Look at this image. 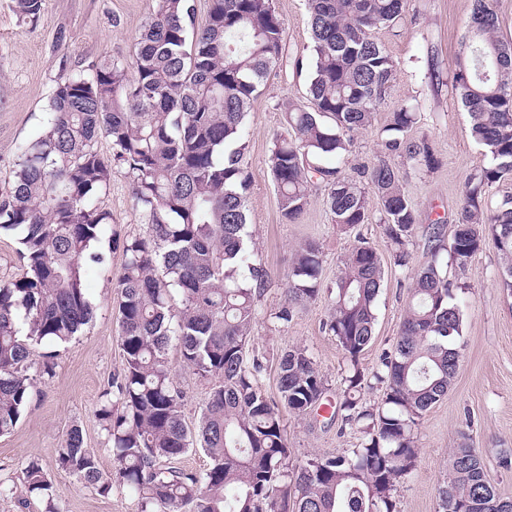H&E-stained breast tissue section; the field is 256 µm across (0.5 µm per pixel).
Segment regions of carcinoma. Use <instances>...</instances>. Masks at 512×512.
<instances>
[{"label":"carcinoma","instance_id":"carcinoma-1","mask_svg":"<svg viewBox=\"0 0 512 512\" xmlns=\"http://www.w3.org/2000/svg\"><path fill=\"white\" fill-rule=\"evenodd\" d=\"M44 2L12 0V8L36 23ZM155 2L132 60L104 58L60 77L42 131L17 150L12 186L0 200V233L17 235L24 272L0 279V436L17 426L38 380L53 376L54 355L37 359L36 346L66 344L93 318L87 276L111 275L93 249L112 220L101 198L112 167H123L133 176L141 231L122 238L123 272L113 288L124 364L95 411L112 469H101L77 427L58 451V468L103 497L130 491L139 512H397L398 488L418 459L415 428L447 396L463 357L457 292L465 285L449 271L465 269L490 240L512 295V195H488L512 173V42L499 34L492 0H474L452 89L489 164L466 179L450 239L440 221L425 227L430 259L410 277L394 346L373 374L385 399L359 411L351 392L365 382L359 357L373 337L385 265L409 269L419 228L404 187L408 172L394 158L415 171H432L439 160L427 136L410 135L420 113L401 107L381 151L357 175L346 170L354 134L372 125L396 78L374 31L396 28L408 0H305L311 107L282 105L286 129L270 143L279 212L296 223L311 187L320 185L332 223L347 232L371 223L374 198L390 250L385 261L366 239L355 240L324 323L347 362L330 421L362 423L364 441L349 454L297 466L282 409L297 417L317 411L325 379L306 348L283 351L276 404L257 383L263 358L247 349L272 275L249 246L245 117L269 72L286 59L284 22L272 0H210L202 26L194 0ZM101 137L107 157L97 148ZM322 272L318 244L299 245L288 262L285 302L268 319L289 322L297 306L316 300ZM172 349L183 366L216 379L193 431L174 384ZM194 447L208 458L204 470L167 465ZM0 497L66 512L35 460L20 482L0 480ZM439 501L440 512H512V499L497 494L465 442L452 450Z\"/></svg>","mask_w":512,"mask_h":512}]
</instances>
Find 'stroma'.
I'll return each mask as SVG.
<instances>
[{
  "instance_id": "obj_1",
  "label": "stroma",
  "mask_w": 512,
  "mask_h": 512,
  "mask_svg": "<svg viewBox=\"0 0 512 512\" xmlns=\"http://www.w3.org/2000/svg\"><path fill=\"white\" fill-rule=\"evenodd\" d=\"M11 5V0H0V193L12 183L18 146L40 132L59 78L105 56L131 58L135 37L154 2L45 0L44 17L35 25L18 19ZM273 6L284 21L287 62L268 75L247 116L250 232L273 283L258 303L262 316L252 327L249 348L266 359L258 384L270 399L279 397L278 355L302 346L314 357L329 386L328 397L335 401L344 390L346 361L323 324L332 305L328 289L354 238L332 224L324 191L318 186L312 187L310 203L297 223H285L280 217L268 167L269 144L283 128L280 102H307L312 39L304 0H273ZM471 8L472 0H409L407 20L399 33L384 29L375 33L397 65L396 79L371 127L355 135L349 164L369 163L380 149L382 129L391 113L402 106L415 107L422 114L416 131L428 136L439 160L436 169L413 173L405 183L423 225L438 213L454 217L466 178L488 163L483 148L469 134L467 112L450 88ZM434 67L441 72L440 80L429 77ZM131 187L128 171L113 168L110 190L102 199L114 229L123 236L139 226ZM307 240L321 247L322 292L316 301L296 308L291 322L272 323L268 313L284 301L285 260ZM500 272L497 251L489 243L457 275L466 285L460 339L463 360L447 396L419 422L418 460L398 489V512H439L438 487L448 475L450 450L465 434L497 492L512 497V469L500 465L504 452L512 450V295L502 288ZM407 287L406 273L387 272L373 339L359 358L365 375L380 369L383 355L395 342ZM87 288L95 316L81 335L57 348L54 377L38 385L16 428L0 436V479H19L27 463L35 460L65 494L70 512H138L136 499L127 492L118 489L101 497L56 465L58 449L77 425L87 447L98 451L102 466H112L95 410L101 392L123 367L115 295L110 278L95 273L89 276ZM284 422L298 463L351 452L363 440L355 424L341 427L326 424L319 416L302 419L289 413Z\"/></svg>"
}]
</instances>
